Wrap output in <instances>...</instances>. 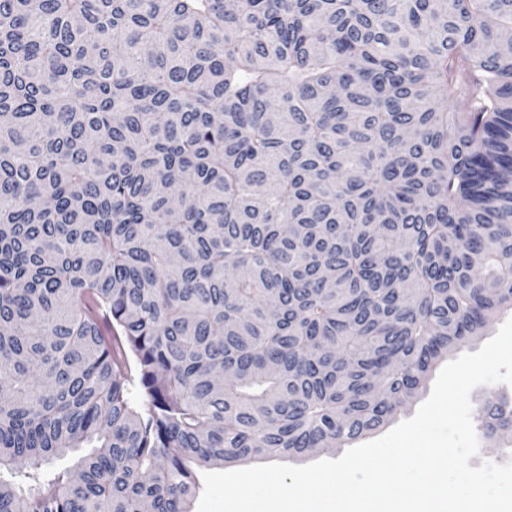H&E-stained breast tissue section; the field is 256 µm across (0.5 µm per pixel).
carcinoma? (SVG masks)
I'll return each mask as SVG.
<instances>
[{"label": "carcinoma", "mask_w": 512, "mask_h": 512, "mask_svg": "<svg viewBox=\"0 0 512 512\" xmlns=\"http://www.w3.org/2000/svg\"><path fill=\"white\" fill-rule=\"evenodd\" d=\"M507 34L512 0H0V512H191L189 464L357 440L511 309Z\"/></svg>", "instance_id": "carcinoma-1"}]
</instances>
